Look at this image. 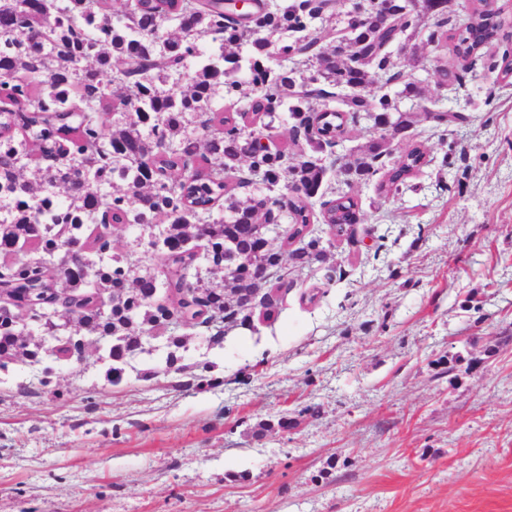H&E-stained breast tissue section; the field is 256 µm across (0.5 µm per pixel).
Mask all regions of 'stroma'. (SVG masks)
Segmentation results:
<instances>
[{"label": "stroma", "mask_w": 512, "mask_h": 512, "mask_svg": "<svg viewBox=\"0 0 512 512\" xmlns=\"http://www.w3.org/2000/svg\"><path fill=\"white\" fill-rule=\"evenodd\" d=\"M428 34L417 20L413 59L391 53L421 90L392 149L431 162L390 198L352 184L364 216L329 254L335 281L295 277L257 338L181 328L170 375L146 374L161 338L116 385L87 344L57 366L60 399L25 393L38 372L20 365L0 383V512H512V79L494 44L439 85L462 63ZM464 98V123L422 113ZM206 361L221 383L200 391Z\"/></svg>", "instance_id": "stroma-1"}]
</instances>
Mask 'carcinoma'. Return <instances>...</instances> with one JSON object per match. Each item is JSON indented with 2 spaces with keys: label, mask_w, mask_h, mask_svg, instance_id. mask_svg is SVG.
Returning a JSON list of instances; mask_svg holds the SVG:
<instances>
[{
  "label": "carcinoma",
  "mask_w": 512,
  "mask_h": 512,
  "mask_svg": "<svg viewBox=\"0 0 512 512\" xmlns=\"http://www.w3.org/2000/svg\"><path fill=\"white\" fill-rule=\"evenodd\" d=\"M430 17V42L451 46L471 68L478 51L512 40L500 14L469 0L450 30L449 0ZM224 0H138L112 12L109 0H0V289L23 314L41 319L45 340L92 336L112 360V383L144 339L164 337V373L181 371L175 324L224 342L225 328L253 334L283 310L288 277L316 264L331 282L330 249L351 241L362 219L351 183L369 181L407 130L403 83L384 88L387 48L375 0H356L343 37L372 63L347 62L324 45L329 9L316 0L260 4L251 28L226 14ZM358 96L336 101L337 88ZM219 99L241 104L219 112ZM385 121L360 156L340 166L343 185L322 202L328 237L316 234L313 198L325 194L326 149L349 126ZM289 125L284 147L258 137ZM427 164L420 144L404 150L376 184L395 196ZM259 188L244 201L237 188ZM302 186L305 195L291 191ZM110 224L148 231L141 241L162 267L132 270L128 254L96 233ZM64 277L66 295L53 292ZM43 364L42 391L61 395L44 340L24 318L0 311V374Z\"/></svg>",
  "instance_id": "obj_1"
}]
</instances>
